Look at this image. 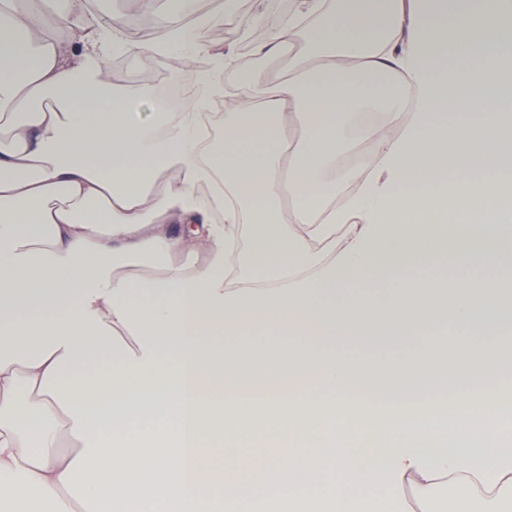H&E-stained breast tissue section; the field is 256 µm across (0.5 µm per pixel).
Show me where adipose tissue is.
<instances>
[{
	"mask_svg": "<svg viewBox=\"0 0 512 512\" xmlns=\"http://www.w3.org/2000/svg\"><path fill=\"white\" fill-rule=\"evenodd\" d=\"M461 2L446 20L427 0H297L256 49L287 57L281 79L239 72L206 38L235 0H188L162 38L136 40L86 0H0V512H242L248 474L267 470L278 512H297L296 457L261 445L338 430L367 443L310 472L332 492L317 512L338 498L375 512L379 494L406 490L431 512L448 487L451 512H512V450L493 425L512 404V285L408 274L512 262L496 235L512 220V11ZM119 50L193 69L203 96L157 110L151 78L113 84ZM353 121L376 158L365 172L339 164ZM346 183L357 190L336 207ZM245 220L252 244L234 262ZM146 263L162 277L133 275ZM386 276L397 286L381 300L371 288ZM351 283L363 293L336 300ZM443 320L480 345L362 363L246 339L270 325L362 343ZM232 369L270 374L263 401ZM301 385L335 398L302 399ZM430 404L492 427L477 446L424 443L414 429Z\"/></svg>",
	"mask_w": 512,
	"mask_h": 512,
	"instance_id": "obj_1",
	"label": "adipose tissue"
}]
</instances>
